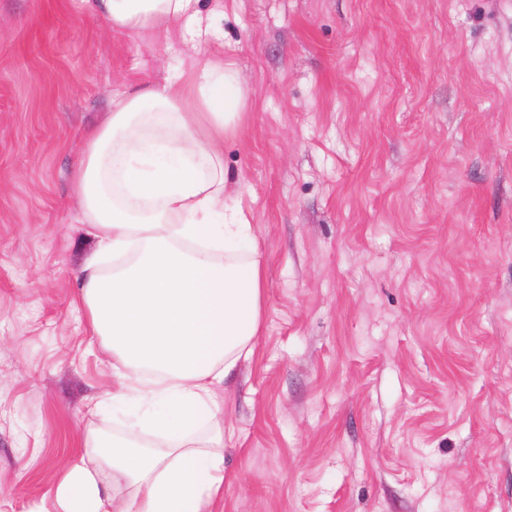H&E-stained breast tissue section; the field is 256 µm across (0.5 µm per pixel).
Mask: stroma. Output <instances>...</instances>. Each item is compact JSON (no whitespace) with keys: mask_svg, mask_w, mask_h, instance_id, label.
I'll return each instance as SVG.
<instances>
[{"mask_svg":"<svg viewBox=\"0 0 512 512\" xmlns=\"http://www.w3.org/2000/svg\"><path fill=\"white\" fill-rule=\"evenodd\" d=\"M245 86L224 144L265 327L224 389L215 512H512V0H200ZM196 57L0 0V512H56L112 358L70 178L123 86Z\"/></svg>","mask_w":512,"mask_h":512,"instance_id":"35a3bbf8","label":"stroma"}]
</instances>
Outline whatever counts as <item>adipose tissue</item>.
<instances>
[{
	"instance_id": "1",
	"label": "adipose tissue",
	"mask_w": 512,
	"mask_h": 512,
	"mask_svg": "<svg viewBox=\"0 0 512 512\" xmlns=\"http://www.w3.org/2000/svg\"><path fill=\"white\" fill-rule=\"evenodd\" d=\"M80 5L158 39L181 25L195 50L213 34L199 0ZM245 106L239 73L210 57L126 87L84 136L72 190L97 248L75 299L112 355L116 385L97 405L123 411L129 429L109 441L87 431L95 464L67 467L60 512H213L224 496V381L264 326L263 256L225 191L224 142Z\"/></svg>"
}]
</instances>
